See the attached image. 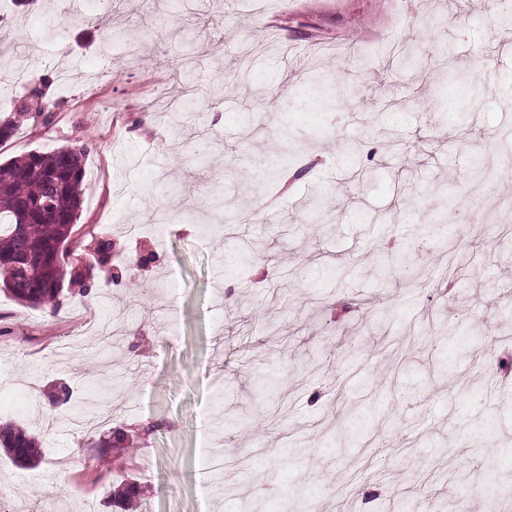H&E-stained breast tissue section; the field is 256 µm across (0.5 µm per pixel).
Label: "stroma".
Here are the masks:
<instances>
[{"label": "stroma", "mask_w": 512, "mask_h": 512, "mask_svg": "<svg viewBox=\"0 0 512 512\" xmlns=\"http://www.w3.org/2000/svg\"><path fill=\"white\" fill-rule=\"evenodd\" d=\"M80 12L67 33L59 11ZM0 0L9 51L24 69L0 80V115L33 89L51 104L20 118L0 164L88 141L70 267L98 245L105 265L65 275L55 310L0 288V425L35 436L33 468L0 450V494L14 512H485L484 490L512 485V27L496 0ZM372 34L351 42V19ZM422 46L428 80L385 78L392 42ZM253 48L248 80L224 71ZM199 59L181 78L182 57ZM483 63L479 93L449 61ZM111 83L88 97L87 76ZM343 89L324 110L306 78ZM300 144L287 192L267 194L258 160L281 130ZM492 170L475 181L476 164ZM176 182L178 196L158 183ZM325 194L322 220L309 205ZM498 200L471 224L454 213ZM192 224L155 229L160 207ZM265 243L244 271L224 235ZM413 241L410 269L377 275V245ZM466 270L445 289L449 253ZM461 325L449 337V321ZM281 394L252 404L253 376ZM67 386V402L52 401ZM352 427L337 448L327 427ZM123 430L125 460L103 468L99 441ZM495 457L494 470L482 465Z\"/></svg>", "instance_id": "35a3bbf8"}]
</instances>
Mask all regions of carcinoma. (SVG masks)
<instances>
[{"label":"carcinoma","mask_w":512,"mask_h":512,"mask_svg":"<svg viewBox=\"0 0 512 512\" xmlns=\"http://www.w3.org/2000/svg\"><path fill=\"white\" fill-rule=\"evenodd\" d=\"M402 67L421 68L423 62L405 50H396L385 68ZM17 120L15 115L0 117V144L13 138ZM292 145L288 131H283L279 151L267 170L275 189L288 170ZM87 153V146L71 145L49 153L30 151L0 164V284L32 307L58 305L60 292L53 284L63 279L64 266L52 264L51 259L79 216ZM13 265L28 268L35 277L7 281L4 270ZM275 388V381L261 376L254 385V402H263ZM0 446L17 464L40 458L35 438L13 424L0 427Z\"/></svg>","instance_id":"obj_1"}]
</instances>
